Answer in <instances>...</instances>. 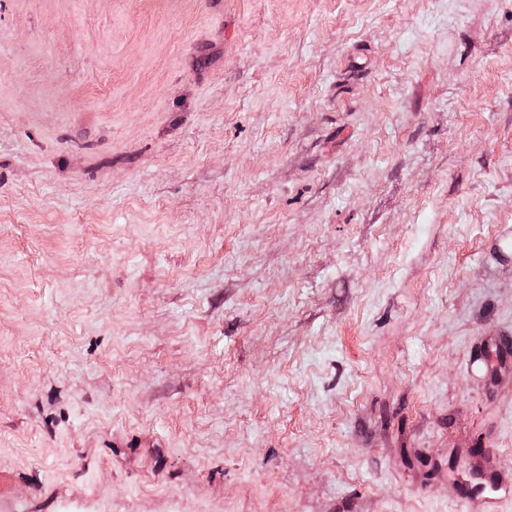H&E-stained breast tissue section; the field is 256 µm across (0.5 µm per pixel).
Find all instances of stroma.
Listing matches in <instances>:
<instances>
[{"label": "stroma", "mask_w": 512, "mask_h": 512, "mask_svg": "<svg viewBox=\"0 0 512 512\" xmlns=\"http://www.w3.org/2000/svg\"><path fill=\"white\" fill-rule=\"evenodd\" d=\"M511 237L512 0H0V504L477 512Z\"/></svg>", "instance_id": "obj_1"}]
</instances>
